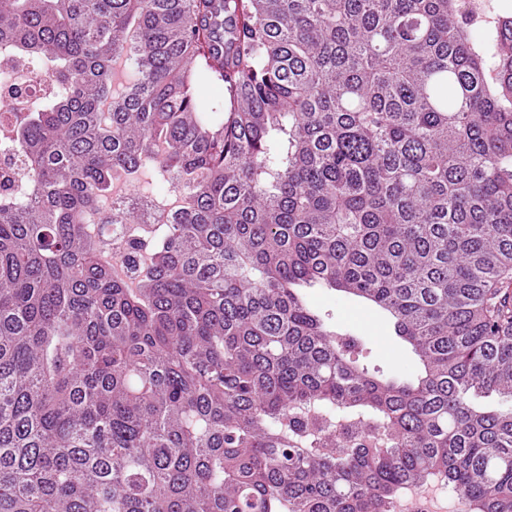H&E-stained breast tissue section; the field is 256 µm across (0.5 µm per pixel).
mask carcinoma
I'll return each mask as SVG.
<instances>
[{"label": "carcinoma", "instance_id": "obj_1", "mask_svg": "<svg viewBox=\"0 0 512 512\" xmlns=\"http://www.w3.org/2000/svg\"><path fill=\"white\" fill-rule=\"evenodd\" d=\"M0 45L53 86L0 112V512H395L437 479L512 512V408L478 403L512 401V18L0 0ZM150 162L186 203L131 288L84 225L137 222L103 199ZM315 284L387 312L418 374L361 364Z\"/></svg>", "mask_w": 512, "mask_h": 512}]
</instances>
